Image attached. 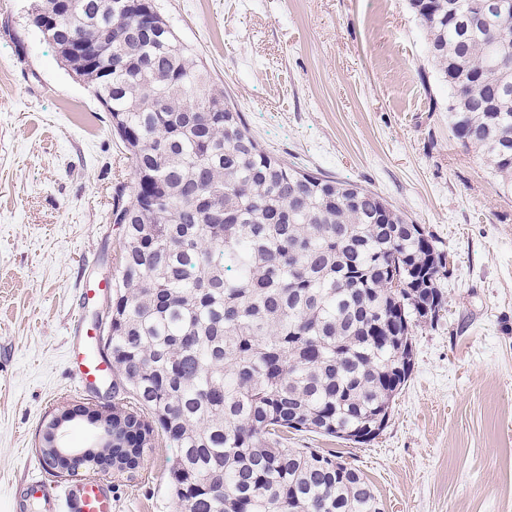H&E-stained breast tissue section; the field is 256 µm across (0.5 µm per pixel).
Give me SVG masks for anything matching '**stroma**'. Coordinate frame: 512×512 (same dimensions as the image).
<instances>
[{
	"mask_svg": "<svg viewBox=\"0 0 512 512\" xmlns=\"http://www.w3.org/2000/svg\"><path fill=\"white\" fill-rule=\"evenodd\" d=\"M256 139L300 167L373 189L442 242L447 310L415 331L411 375L385 429L337 452L384 512H512V196L448 138L445 93L408 0H156ZM34 0H0V512L43 475L38 434L75 405L63 351L83 288L111 282L118 183L110 117L32 26ZM176 451L157 435L139 468L109 474L113 512H177Z\"/></svg>",
	"mask_w": 512,
	"mask_h": 512,
	"instance_id": "obj_1",
	"label": "stroma"
}]
</instances>
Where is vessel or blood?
I'll use <instances>...</instances> for the list:
<instances>
[{"instance_id": "b4317fda", "label": "vessel or blood", "mask_w": 512, "mask_h": 512, "mask_svg": "<svg viewBox=\"0 0 512 512\" xmlns=\"http://www.w3.org/2000/svg\"><path fill=\"white\" fill-rule=\"evenodd\" d=\"M65 362L78 392L84 395L96 391L98 383L112 373L100 336L85 327L82 316L73 320ZM27 497L39 512H113L112 490L102 478H80L60 488L35 479L27 486Z\"/></svg>"}]
</instances>
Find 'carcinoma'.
I'll return each mask as SVG.
<instances>
[{"label": "carcinoma", "instance_id": "carcinoma-1", "mask_svg": "<svg viewBox=\"0 0 512 512\" xmlns=\"http://www.w3.org/2000/svg\"><path fill=\"white\" fill-rule=\"evenodd\" d=\"M452 139L512 194V0H409ZM128 153L105 347L135 406L107 461L159 430L181 512H379L365 474L288 432L366 444L440 319L443 244L377 192L263 148L154 0H36ZM82 46L75 56L71 40Z\"/></svg>", "mask_w": 512, "mask_h": 512}]
</instances>
